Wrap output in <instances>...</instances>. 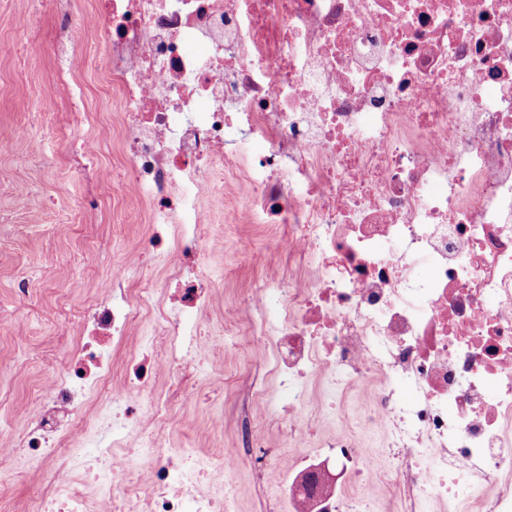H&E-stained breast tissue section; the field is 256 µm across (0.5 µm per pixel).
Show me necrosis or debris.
I'll return each instance as SVG.
<instances>
[{
  "instance_id": "1",
  "label": "necrosis or debris",
  "mask_w": 512,
  "mask_h": 512,
  "mask_svg": "<svg viewBox=\"0 0 512 512\" xmlns=\"http://www.w3.org/2000/svg\"><path fill=\"white\" fill-rule=\"evenodd\" d=\"M82 24L120 100L127 181L148 193L142 253L172 274L128 290L141 253L120 256L79 312L84 336L8 439L47 465L29 512H234L243 452L284 473L252 432L239 451L163 441L212 380L199 335L218 290L201 261L219 167L249 223L283 227L288 257L218 317V349L272 352L279 389L252 418L302 448L310 381L369 389L326 459L284 473L293 512L345 507L335 459L384 477L394 512H512V0H97ZM356 424L385 428L396 468ZM109 432L123 456L101 447Z\"/></svg>"
}]
</instances>
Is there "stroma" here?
I'll list each match as a JSON object with an SVG mask.
<instances>
[{
    "mask_svg": "<svg viewBox=\"0 0 512 512\" xmlns=\"http://www.w3.org/2000/svg\"><path fill=\"white\" fill-rule=\"evenodd\" d=\"M26 9V0H0V133L25 125L43 143V156L34 164L16 161L24 143L0 151V168L13 176L12 190L0 193L6 218L0 223V391L10 401L0 410V435L6 437L33 409L38 391L61 373L58 343L78 335L70 317L92 303L112 273L114 257L137 251L147 229L145 195L121 178L122 131L100 133L114 95L99 76L103 48L76 65L75 94L83 108L70 111L50 81L57 66L52 52L41 49L25 63L18 58L27 38L20 25ZM78 133L104 139L93 170L69 166ZM274 239V231L262 224L239 219L225 225L223 244L214 246L202 265L218 288V306L236 302L280 271ZM202 349L214 376L224 380V396L214 402L198 389L168 439L176 447L222 449L239 443L253 391L275 389L276 381L267 371L266 350L218 354L208 341ZM43 471L20 453L0 461V501L9 512H26ZM237 512H291V504L281 485L259 479L247 459L237 479Z\"/></svg>",
    "mask_w": 512,
    "mask_h": 512,
    "instance_id": "1",
    "label": "stroma"
}]
</instances>
